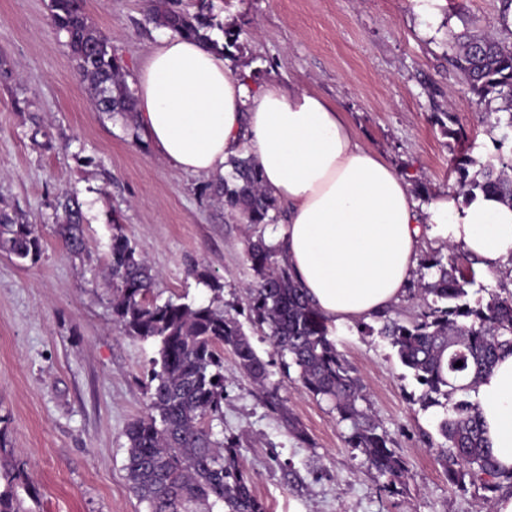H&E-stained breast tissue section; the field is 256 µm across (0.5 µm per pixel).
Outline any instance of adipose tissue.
I'll list each match as a JSON object with an SVG mask.
<instances>
[{
    "label": "adipose tissue",
    "mask_w": 512,
    "mask_h": 512,
    "mask_svg": "<svg viewBox=\"0 0 512 512\" xmlns=\"http://www.w3.org/2000/svg\"><path fill=\"white\" fill-rule=\"evenodd\" d=\"M137 123L158 154L211 176L252 156L267 191L288 207L280 244L293 276L328 324H354L404 295L425 238L461 248L486 274L512 263V206L458 193L418 208L406 177L364 147L336 106L309 90L255 89L223 58L180 36L163 39L137 75ZM486 445L512 470V354L474 394Z\"/></svg>",
    "instance_id": "ef3b65f1"
}]
</instances>
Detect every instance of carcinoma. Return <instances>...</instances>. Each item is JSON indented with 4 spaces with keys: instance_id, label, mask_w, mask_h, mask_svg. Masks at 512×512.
Masks as SVG:
<instances>
[{
    "instance_id": "cac0c4a2",
    "label": "carcinoma",
    "mask_w": 512,
    "mask_h": 512,
    "mask_svg": "<svg viewBox=\"0 0 512 512\" xmlns=\"http://www.w3.org/2000/svg\"><path fill=\"white\" fill-rule=\"evenodd\" d=\"M50 22L66 36L81 81L88 83L96 110L135 123L136 96L112 54V39L89 20L85 0H49ZM213 0H195L194 10L180 0H150L146 20L172 33L211 46L226 58L241 49L242 32L217 21ZM223 42L212 39L213 30ZM453 65L463 72L471 91L482 99L506 98L512 91V48L489 38L463 34L450 46ZM229 170L207 185L242 224H274L278 203L263 186L260 171L248 156H232ZM456 182L465 195L494 193L512 205V152L480 161L463 152L455 159ZM62 213L58 233L75 254L85 249L80 203L67 193L57 196ZM42 251L37 225L16 210L0 209V252L19 262H35ZM426 268L436 280L421 285V311L410 320L380 317L381 325L364 324L396 349L401 364L422 387L424 405L444 398L439 429L445 443L438 460L452 481L468 475L495 490L499 473L484 445V427L476 391L504 353H512V294L502 295L477 283L474 262L448 248ZM247 261L254 281L248 288L249 319L264 330L281 363L295 365L298 378L313 396L331 405L338 422L349 426L346 442L359 448L369 466L393 484L405 476L402 459L367 410L363 388L330 336L327 320L309 302L305 290L280 258L277 246L259 235L248 241ZM112 283V320L130 337L157 346L147 377L150 388L146 416L132 422L127 438V479L146 512H267L252 492L251 478L240 464L238 445L217 439L213 422L223 421L224 350L234 356L239 372L258 387L265 406L297 439L305 431L288 409L280 382L273 380L274 362L262 359L240 321L222 306V285L208 274L201 280L215 293L208 304H190L153 296L156 275L137 244L119 232L112 235L106 264ZM476 290H471V287ZM448 360H443V355ZM463 365L456 366L457 362ZM0 512H26L14 487L27 481L23 469L5 474Z\"/></svg>"
}]
</instances>
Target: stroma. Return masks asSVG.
<instances>
[{
	"label": "stroma",
	"mask_w": 512,
	"mask_h": 512,
	"mask_svg": "<svg viewBox=\"0 0 512 512\" xmlns=\"http://www.w3.org/2000/svg\"><path fill=\"white\" fill-rule=\"evenodd\" d=\"M48 0H0V207L38 225L42 252L18 263L0 253V465L23 466L26 512H145L126 476L128 425L146 412L151 343L112 320L104 275L113 233L135 240L157 273L158 301L205 303L198 273L217 277L226 310L257 353L275 354L249 320L247 242L254 227L206 192L207 178L176 168L146 136L97 112L75 72ZM148 0H86L108 34L128 85L164 35L145 24ZM219 20L242 31L230 68L256 84L312 90L341 110L368 149L409 176L420 204L455 190L454 157L495 156L512 104L480 100L446 56L471 30L512 46L501 0H224ZM449 127H442L444 114ZM459 130L464 141L449 137ZM83 204L87 249L74 255L56 233L54 203ZM364 386L365 406L402 458L403 482L385 486L347 424L278 370L300 441L263 406L232 357L224 359V420L216 436L238 443L240 461L268 512H495L499 492L449 482L438 461L444 410L424 407L421 388L382 337L333 327Z\"/></svg>",
	"instance_id": "35a3bbf8"
}]
</instances>
